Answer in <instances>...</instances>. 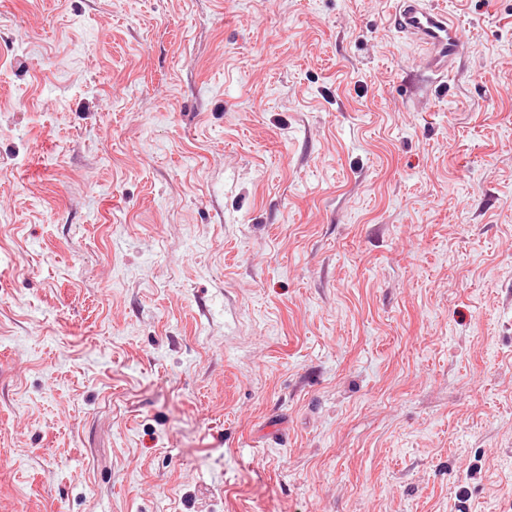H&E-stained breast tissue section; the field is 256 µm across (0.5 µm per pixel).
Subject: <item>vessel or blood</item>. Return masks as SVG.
<instances>
[{
  "instance_id": "vessel-or-blood-1",
  "label": "vessel or blood",
  "mask_w": 512,
  "mask_h": 512,
  "mask_svg": "<svg viewBox=\"0 0 512 512\" xmlns=\"http://www.w3.org/2000/svg\"><path fill=\"white\" fill-rule=\"evenodd\" d=\"M390 25L396 33L425 45L424 68L433 73L451 70L465 46L452 17L446 11L426 5L425 0H397Z\"/></svg>"
}]
</instances>
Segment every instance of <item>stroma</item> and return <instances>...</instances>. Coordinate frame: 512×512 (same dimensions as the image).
<instances>
[{"mask_svg": "<svg viewBox=\"0 0 512 512\" xmlns=\"http://www.w3.org/2000/svg\"><path fill=\"white\" fill-rule=\"evenodd\" d=\"M0 0V512H512V0ZM390 25L396 33L426 46L423 65L432 73L451 70L465 46L459 25L452 17L446 11L427 6L423 0H398Z\"/></svg>", "mask_w": 512, "mask_h": 512, "instance_id": "35a3bbf8", "label": "stroma"}]
</instances>
